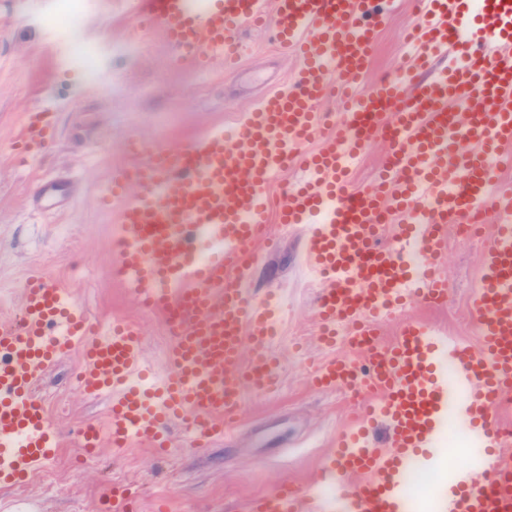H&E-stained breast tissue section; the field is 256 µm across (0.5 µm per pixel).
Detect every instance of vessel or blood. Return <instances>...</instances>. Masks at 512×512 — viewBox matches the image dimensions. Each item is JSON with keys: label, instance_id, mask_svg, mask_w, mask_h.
<instances>
[{"label": "vessel or blood", "instance_id": "vessel-or-blood-1", "mask_svg": "<svg viewBox=\"0 0 512 512\" xmlns=\"http://www.w3.org/2000/svg\"><path fill=\"white\" fill-rule=\"evenodd\" d=\"M405 62L367 82L398 0H134L137 29L159 37L178 67L235 61L251 29L294 60L288 84L245 113L236 140L214 125L173 146L131 133V161L100 195L117 214L110 270L143 309L176 316L151 367L141 330L103 327L44 273L0 321V486L30 482L53 459L61 430L34 387L81 347L76 379L109 396L105 426L80 427L85 447L138 442L157 455L232 444L243 395L280 389L275 346L285 292L260 296L249 272L271 221L304 229L302 266L316 284L319 339L353 338L363 360L337 356L308 371L318 392L350 391L362 415L324 454L305 487L283 483L247 512H413V472L440 474L427 512H512V0H422ZM58 115L26 113L15 155L55 139ZM382 143L385 183L352 187L354 167ZM298 178L270 214L267 190ZM77 193L46 177L41 208L65 212ZM491 211L470 296L476 341L408 320L393 337L392 305L447 299L448 230ZM469 437L450 461L449 420Z\"/></svg>", "mask_w": 512, "mask_h": 512}]
</instances>
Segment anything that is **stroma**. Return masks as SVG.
I'll use <instances>...</instances> for the list:
<instances>
[{"label":"stroma","mask_w":512,"mask_h":512,"mask_svg":"<svg viewBox=\"0 0 512 512\" xmlns=\"http://www.w3.org/2000/svg\"><path fill=\"white\" fill-rule=\"evenodd\" d=\"M32 2L0 0V319L12 316L15 290L31 270L40 268L73 293L92 321L108 324L118 317L142 323L147 354L160 359L163 318L141 310L110 273L115 225L112 213L95 203L101 183L112 169L128 163L123 144L129 133L178 145L198 137L211 123L233 126L239 113L286 79L290 65L258 33L249 34L252 48L232 74L219 68L203 76L189 67H171L167 49L156 37L138 44L133 64L113 49L130 38L129 0H84V11L94 20L83 41L98 72L97 85L90 88L70 75L76 61L66 33L48 26L47 12L33 8ZM410 21V10L393 15L373 55L372 77L398 68L397 35ZM30 56L38 66L27 64ZM186 90L194 106L183 113L179 97ZM48 105L58 114L55 144L42 160L16 165L13 141L24 113ZM50 175L73 180L80 191V199L65 213L33 210L28 200L37 179ZM296 237V231L284 230L267 269L275 276L274 287L290 289L285 310L292 325L306 334L300 342L286 335L277 344L288 367L282 393L274 401L250 397L237 429V447L219 441L198 452L177 447L166 456L140 446L120 452L104 447L93 462L64 472L55 485L33 479L18 497L16 512H81V503L91 495L109 496L116 478L127 481L140 512H152L159 500L166 501L169 512H235L278 483L306 486L325 445L355 419L356 411L353 395L310 391L303 369L292 364L299 353L321 361L331 356L316 343L313 295L301 287L289 263ZM477 259V251L449 243L446 318L468 329L473 326L469 298ZM79 361L78 353L69 354L36 387L45 401L62 398L57 420L64 429L74 421L103 422L108 412L107 398H88L71 389ZM295 435L305 436V447H289L288 439Z\"/></svg>","instance_id":"stroma-1"}]
</instances>
